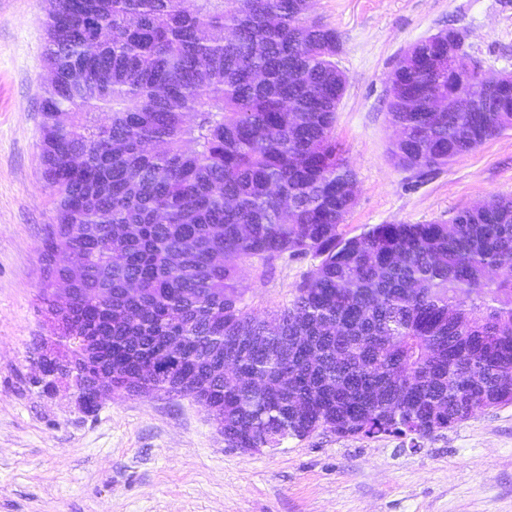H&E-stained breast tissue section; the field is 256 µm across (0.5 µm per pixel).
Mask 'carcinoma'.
Returning a JSON list of instances; mask_svg holds the SVG:
<instances>
[{"label":"carcinoma","mask_w":512,"mask_h":512,"mask_svg":"<svg viewBox=\"0 0 512 512\" xmlns=\"http://www.w3.org/2000/svg\"><path fill=\"white\" fill-rule=\"evenodd\" d=\"M312 6L51 0L45 21L39 149L54 218L40 296L57 342L75 361L105 348L112 383L135 392L196 379L235 448L320 428L422 439L512 405V197L345 237L346 79ZM460 47L441 31L388 75L391 156L420 177L512 130V75L461 82L448 69ZM460 91L471 111H433ZM286 255L318 263L289 306L247 308L243 266Z\"/></svg>","instance_id":"carcinoma-1"}]
</instances>
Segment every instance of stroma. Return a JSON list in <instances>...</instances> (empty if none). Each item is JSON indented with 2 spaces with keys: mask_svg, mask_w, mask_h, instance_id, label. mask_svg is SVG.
Returning a JSON list of instances; mask_svg holds the SVG:
<instances>
[{
  "mask_svg": "<svg viewBox=\"0 0 512 512\" xmlns=\"http://www.w3.org/2000/svg\"><path fill=\"white\" fill-rule=\"evenodd\" d=\"M49 8L0 0V512H512V405L415 442L321 429L248 453L189 397H106L89 413L74 388L44 391L35 358L48 334L38 285L53 221L39 156ZM311 17L336 30L347 77L335 125L356 179L347 236L512 197V131L420 177L395 166L387 116L396 60L442 30L463 36L461 66L512 73V0H315ZM313 263L247 267L244 304L288 306Z\"/></svg>",
  "mask_w": 512,
  "mask_h": 512,
  "instance_id": "stroma-1",
  "label": "stroma"
}]
</instances>
